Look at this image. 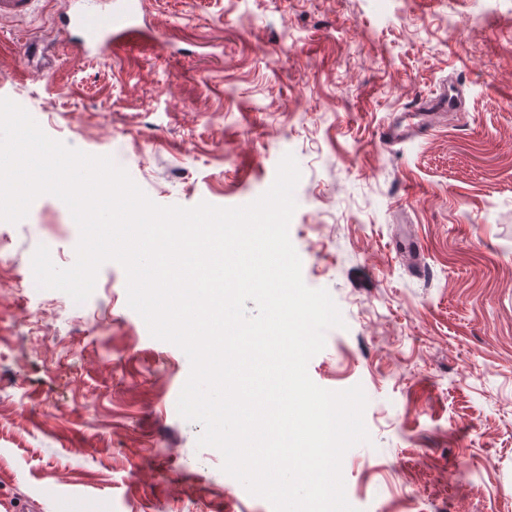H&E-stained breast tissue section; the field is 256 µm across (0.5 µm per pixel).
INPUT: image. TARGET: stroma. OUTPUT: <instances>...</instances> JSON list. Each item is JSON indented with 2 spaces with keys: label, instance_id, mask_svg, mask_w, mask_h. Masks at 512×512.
Instances as JSON below:
<instances>
[{
  "label": "stroma",
  "instance_id": "stroma-1",
  "mask_svg": "<svg viewBox=\"0 0 512 512\" xmlns=\"http://www.w3.org/2000/svg\"><path fill=\"white\" fill-rule=\"evenodd\" d=\"M63 7L0 19V97L49 137L112 156L163 206L249 204L295 158L289 236L345 322L308 373L368 399L349 503L512 512V0H144L145 42L98 62L60 34ZM450 80L460 111L380 143ZM404 233L427 275L396 253ZM3 239L0 512H273L198 447L177 412L189 360L128 307L120 264L76 307L19 292L38 245L74 263L67 206L39 196Z\"/></svg>",
  "mask_w": 512,
  "mask_h": 512
}]
</instances>
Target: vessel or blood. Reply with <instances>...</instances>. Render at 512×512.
Segmentation results:
<instances>
[{
    "instance_id": "1",
    "label": "vessel or blood",
    "mask_w": 512,
    "mask_h": 512,
    "mask_svg": "<svg viewBox=\"0 0 512 512\" xmlns=\"http://www.w3.org/2000/svg\"><path fill=\"white\" fill-rule=\"evenodd\" d=\"M39 0H0V18L23 19L31 15ZM96 0H67L59 26L64 31H79V41L93 58H108L117 51L137 43L141 30L136 20L143 0H113L107 22L100 27L91 25L90 14ZM448 99L441 96L424 103L417 118L408 123H394L383 128L380 139L392 145L421 133L447 111Z\"/></svg>"
}]
</instances>
